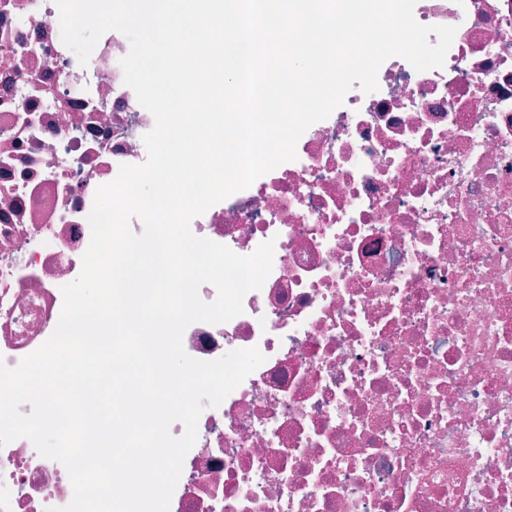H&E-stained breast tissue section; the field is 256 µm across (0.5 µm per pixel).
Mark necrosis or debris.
Wrapping results in <instances>:
<instances>
[{"label":"necrosis or debris","instance_id":"4bbe7bcc","mask_svg":"<svg viewBox=\"0 0 512 512\" xmlns=\"http://www.w3.org/2000/svg\"><path fill=\"white\" fill-rule=\"evenodd\" d=\"M456 29L445 65L392 57L298 140L295 160L192 232L272 271L231 321L191 324L211 361L264 357L198 424L169 512H512V0H417ZM128 39L87 65L54 0H0V362L54 332L87 216L154 118ZM64 466L0 447V512L66 506Z\"/></svg>","mask_w":512,"mask_h":512}]
</instances>
